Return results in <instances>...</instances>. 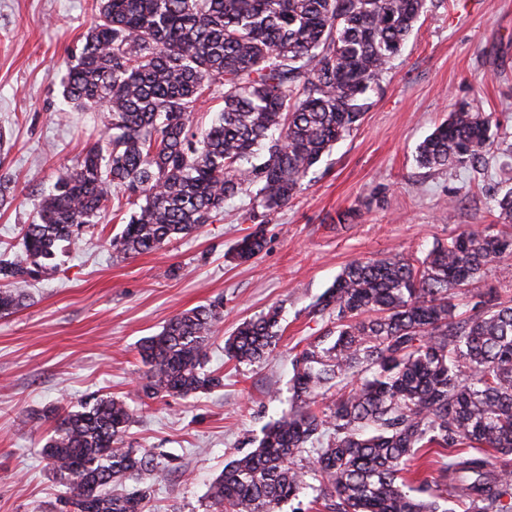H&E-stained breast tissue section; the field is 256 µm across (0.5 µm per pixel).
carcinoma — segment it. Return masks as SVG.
Segmentation results:
<instances>
[{"instance_id":"1","label":"carcinoma","mask_w":512,"mask_h":512,"mask_svg":"<svg viewBox=\"0 0 512 512\" xmlns=\"http://www.w3.org/2000/svg\"><path fill=\"white\" fill-rule=\"evenodd\" d=\"M426 0H99L63 96L110 126L62 168L0 280L24 282L60 243L97 223L119 194L143 203L110 246L130 257L188 236L257 187L263 215L284 207L322 155L357 126L365 94L400 52ZM224 88L206 126L191 118L204 93ZM491 117L463 105L418 146L428 168L475 170L489 153ZM262 226L232 258L255 257ZM512 257V238L466 229L419 260L404 252L355 259L316 303L334 327L293 358V405L254 451L228 463L207 497L215 512H277L312 474L309 510L512 512V305L494 298L462 316L457 291ZM21 296L0 289V314ZM224 319L220 301L172 317L145 337L144 397H187L223 385L206 369ZM279 313L241 322L224 354L256 362L276 347ZM42 454L66 488L63 512H144L149 490H112L158 475L150 450L124 446L130 407L107 395L54 407ZM447 458L420 476L422 449ZM97 488L90 506L81 491ZM428 496L412 495L414 488Z\"/></svg>"}]
</instances>
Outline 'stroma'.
<instances>
[{"mask_svg":"<svg viewBox=\"0 0 512 512\" xmlns=\"http://www.w3.org/2000/svg\"><path fill=\"white\" fill-rule=\"evenodd\" d=\"M96 0H0V253L17 250L58 169L104 131L103 112L63 98L62 63L81 47ZM357 130L336 143L300 191L264 224V247L232 260L254 228L251 195L225 201L220 221L134 257L113 253L128 212H106L63 245L38 278L15 284L21 307L0 314V512H57L61 486L41 454L46 409L106 394L127 402L125 441L167 461L149 476L146 512H211L207 492L227 463L254 450L291 406V359L331 327L314 305L351 260L405 251L424 257L465 229L512 234L485 186L512 187L498 151L482 173L426 168L417 147L462 103L492 116L512 143V0H427L400 54L368 93ZM512 301V259L489 266L458 301ZM214 300L224 321L208 366L223 386L141 405L140 341L184 310ZM277 309L281 336L266 359L227 360L244 319Z\"/></svg>","mask_w":512,"mask_h":512,"instance_id":"1","label":"stroma"}]
</instances>
